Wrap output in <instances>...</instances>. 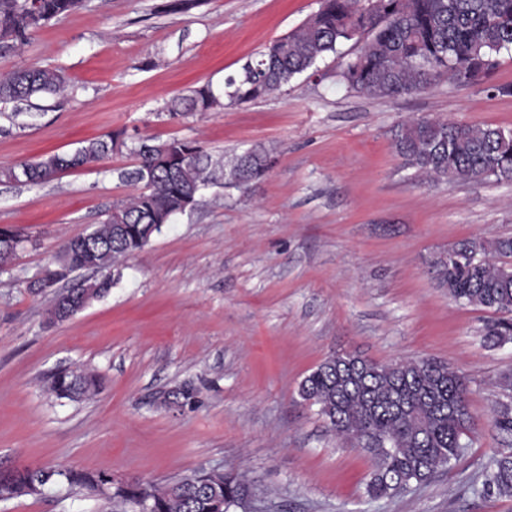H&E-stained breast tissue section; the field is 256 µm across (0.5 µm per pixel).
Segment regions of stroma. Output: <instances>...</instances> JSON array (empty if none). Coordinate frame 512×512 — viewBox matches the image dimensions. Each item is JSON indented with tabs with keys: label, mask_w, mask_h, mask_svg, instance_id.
<instances>
[{
	"label": "stroma",
	"mask_w": 512,
	"mask_h": 512,
	"mask_svg": "<svg viewBox=\"0 0 512 512\" xmlns=\"http://www.w3.org/2000/svg\"><path fill=\"white\" fill-rule=\"evenodd\" d=\"M84 0L0 53V75L61 70L65 94L0 104V165L74 151L122 132L124 146L39 185H0V226L25 239L0 269V470L67 468L159 487L201 469L237 474L247 512H512L482 491L493 455L512 447L487 424L512 401V340L493 344L494 314L455 302L431 259L459 241L512 237V184L441 182L405 165L396 125L421 117L512 129V96L448 80L396 98L340 81V46L275 93L170 117L171 102L208 84L223 93L266 45L299 28L320 0ZM141 137L198 140L227 161L260 147L275 164L258 187L215 183L130 256L109 293L49 323L76 270L32 294L65 240L90 231L134 191ZM433 359L460 374L483 422L456 462L406 491L368 494L372 466L340 447L298 388L325 359ZM98 374L72 401L50 391L60 369ZM194 405L164 398L183 383ZM0 512H113L102 496L55 484L0 500Z\"/></svg>",
	"instance_id": "obj_1"
}]
</instances>
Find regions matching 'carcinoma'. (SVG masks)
I'll return each instance as SVG.
<instances>
[{
    "instance_id": "obj_1",
    "label": "carcinoma",
    "mask_w": 512,
    "mask_h": 512,
    "mask_svg": "<svg viewBox=\"0 0 512 512\" xmlns=\"http://www.w3.org/2000/svg\"><path fill=\"white\" fill-rule=\"evenodd\" d=\"M80 0H0L3 46L21 47L31 32L76 9ZM367 35L361 53L339 62L340 77L349 88L371 97L409 95L443 78L457 83L485 82L492 60L512 48V0H322L320 10L298 31L277 42V54L262 52L242 71L224 79V95L233 104L255 101L312 68L326 53L346 41ZM66 88L61 71L31 68L0 78V103L28 100L40 93L58 94ZM224 107L211 85L194 88L173 100L169 114L213 112ZM492 124H464L446 118H418L392 129L394 147L405 164L435 180L469 181L493 177L512 183V141ZM171 143L189 159L171 171L158 164L162 142L145 138L131 148L136 165L128 179L138 185L126 201L113 205L92 233L102 246L91 256L71 255L66 273L90 269L99 277L78 289L92 300L101 298L120 277L121 261L142 250L153 237L151 225L178 214L182 198L210 182L211 157L197 140ZM125 145L113 132L83 142L69 154H50L34 162L0 167V181H15L26 171L33 184L46 183L68 169L90 165L115 147ZM271 159L263 150L237 155L225 175L240 186L266 177ZM126 226L120 245L110 243L116 225ZM24 238L0 245V268L17 256ZM512 237L487 242L471 237L433 261L438 285L454 300L501 314L488 323L485 338L495 344L512 340ZM100 387L96 375L64 370L53 376L51 390L60 398L80 399ZM301 398L319 406L336 437L368 454L374 470L367 485L373 497L407 490L429 481L461 454L463 437L474 429L466 381L435 360L377 363L355 354L320 363L302 381ZM196 391L183 384L165 401L184 407L195 403ZM493 430L512 439V403L503 404L491 421ZM17 496L34 494L63 477L73 487L96 492L109 481L103 473L39 468L0 471ZM488 493L512 496V452L492 459L483 480ZM250 487L226 474L212 483L196 474L166 487H153L152 512H232ZM139 485L112 496L121 512H139Z\"/></svg>"
}]
</instances>
